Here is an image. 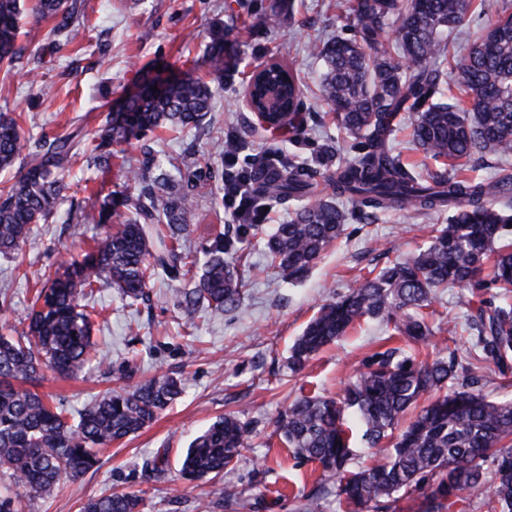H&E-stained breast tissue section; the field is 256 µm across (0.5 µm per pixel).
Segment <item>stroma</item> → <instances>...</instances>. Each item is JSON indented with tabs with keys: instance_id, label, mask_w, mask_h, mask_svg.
Here are the masks:
<instances>
[{
	"instance_id": "stroma-1",
	"label": "stroma",
	"mask_w": 512,
	"mask_h": 512,
	"mask_svg": "<svg viewBox=\"0 0 512 512\" xmlns=\"http://www.w3.org/2000/svg\"><path fill=\"white\" fill-rule=\"evenodd\" d=\"M271 0H82L72 21V37L56 39L53 20L25 17L14 66H0V113L17 119L25 132V153L39 142L81 129L98 132L110 107L119 106L146 72L156 66L201 76L214 90L213 110L191 132L159 130L115 147L112 167L96 168L88 152L70 167L82 192L69 195L57 212L38 225L29 245L15 258L0 255V329L27 323L37 272L55 264L76 244L91 243L99 230L81 223L82 210L100 207L112 196V221L131 216L123 199L125 176L143 168L149 156L172 161L175 179H188L197 205V222L181 248L195 251L232 227L224 208V143L236 137L254 154L280 149L309 175L308 201L329 197L328 176L339 164L363 152L361 139L340 130L331 107L319 94L323 64L310 46L330 37L352 36L349 0H293L290 16L274 27L255 26L254 15ZM512 0H479L469 25L449 39L452 56L463 57L475 31L494 22ZM237 24L236 62L214 74L208 62L207 29ZM306 87L304 131L263 130L241 104L251 70L279 53ZM390 145L418 171L439 164L417 150L406 115L392 124ZM349 220L342 238L299 280L283 278L271 266L264 239L274 225L288 222L296 201H269V221L234 243L243 301L232 312L215 315L201 308L189 314L178 307L176 292L185 280L159 276L138 311L123 308L110 288L93 300L97 316L93 339L106 356L103 367L87 368L78 379L47 375L37 387L56 406L83 408L97 395L143 383L165 373L182 378L184 391L157 420L137 435L102 449L99 464L49 497L27 502L25 512H81L88 499L115 491L140 492L142 512H303L304 497L321 476L315 464L296 459L276 434V422L297 397L314 393L340 396L353 370L381 350L386 332L375 320L357 325L347 336L314 356L303 371L288 367L289 348L319 308L354 288L370 271L412 256L433 231L447 223L444 213L406 218L391 211L368 217L345 199ZM467 289H440L427 310L438 343L450 344L449 320L466 323L471 314ZM225 414L248 423L247 446L223 480L187 482L180 460L197 432ZM165 451L167 480H147L145 460Z\"/></svg>"
}]
</instances>
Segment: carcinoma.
<instances>
[{"label": "carcinoma", "mask_w": 512, "mask_h": 512, "mask_svg": "<svg viewBox=\"0 0 512 512\" xmlns=\"http://www.w3.org/2000/svg\"><path fill=\"white\" fill-rule=\"evenodd\" d=\"M291 6L275 0L270 13L254 18L265 26ZM80 0H34L31 12L56 20L53 33L69 36ZM474 0H352L356 35L312 47L326 71L321 94L337 125L364 139L366 152L330 175L332 196L298 208L278 225L267 257L282 277L299 279L344 231L348 216L336 203L346 197L371 214L393 210L447 212L418 254L366 277L335 302L323 306L291 347L289 367L301 371L324 346L346 335L362 319L391 328L387 340L404 346L373 353L356 370L342 398L296 399L277 422V431L301 458L336 478V499L348 512H393L396 503L425 488L420 512H451L477 494L482 512H512V399L490 401L469 377L458 349L441 346L423 309L441 288L459 286L489 297L468 318L467 355L504 368L512 359V174L493 181L477 175L485 154L512 155V13L502 14L456 62L461 94L441 90L448 33L467 26ZM25 0H0V63L12 65ZM224 28L210 30L208 61L216 73L229 65L232 47ZM157 90H152V87ZM304 90L280 53L259 65L252 108L274 129L302 125ZM213 108L208 82L189 75L157 74L144 80L116 111H109L91 156L108 167L112 147L131 143L158 128L199 127ZM409 115L413 142L453 174L408 168L389 146L393 118ZM81 131L44 141L34 158L18 163L24 137L15 118L0 113V170L20 168L0 190V254L16 253L48 220L71 189L65 169L75 158ZM146 170L127 175L136 194L127 197L133 217L67 253L55 270L37 274L40 289L26 328L0 334V467L11 484L0 490V512H20L23 499L43 497L65 478L76 479L99 463V452L152 423L182 393L180 379L162 375L112 390L73 414L51 405L19 383H38L48 371L75 376L103 363L92 340L89 301L104 285L128 307L144 300L157 272L190 277L194 287L178 302L192 312L202 303L213 313L239 307L242 283L232 251L235 239L215 237L203 257L181 254L165 244L195 223L194 201L165 174ZM258 195L282 201L304 197L309 183L288 170L257 168L250 173ZM112 218V194L97 210L81 211L83 224ZM159 226L152 237L148 226ZM494 258L489 278L484 265ZM362 431L369 448H386V461L351 469L353 435ZM247 423L220 417L190 443L181 461L187 481L212 480L242 455ZM142 497L114 492L92 498L83 512H141Z\"/></svg>", "instance_id": "carcinoma-1"}]
</instances>
